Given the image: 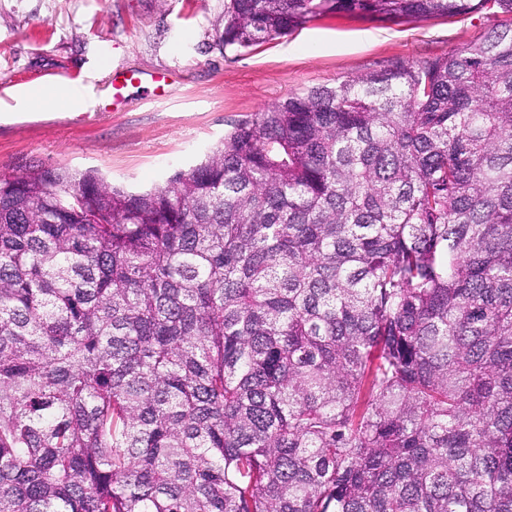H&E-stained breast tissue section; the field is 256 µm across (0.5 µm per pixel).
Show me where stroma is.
<instances>
[{
  "instance_id": "35a3bbf8",
  "label": "stroma",
  "mask_w": 512,
  "mask_h": 512,
  "mask_svg": "<svg viewBox=\"0 0 512 512\" xmlns=\"http://www.w3.org/2000/svg\"><path fill=\"white\" fill-rule=\"evenodd\" d=\"M226 0H0V171L95 169L127 188L165 185L253 113L292 94L448 56L494 25L482 13L409 22L339 15L247 50L223 48ZM116 71L165 72L167 96L111 111ZM48 82L92 86L83 114L25 110Z\"/></svg>"
}]
</instances>
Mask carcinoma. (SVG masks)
Instances as JSON below:
<instances>
[{
  "label": "carcinoma",
  "mask_w": 512,
  "mask_h": 512,
  "mask_svg": "<svg viewBox=\"0 0 512 512\" xmlns=\"http://www.w3.org/2000/svg\"><path fill=\"white\" fill-rule=\"evenodd\" d=\"M477 12L229 0L222 44ZM0 512H512V27L151 191L0 173Z\"/></svg>",
  "instance_id": "cac0c4a2"
}]
</instances>
